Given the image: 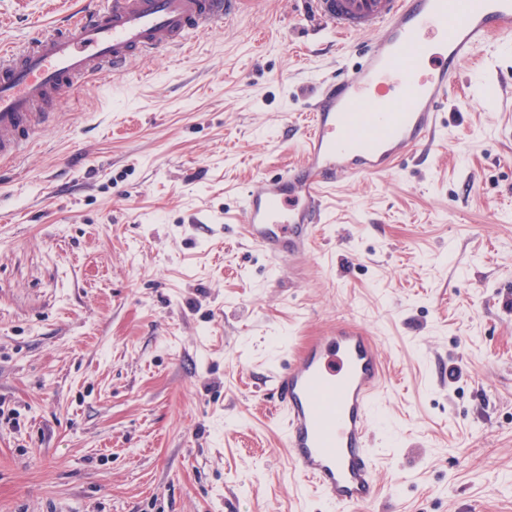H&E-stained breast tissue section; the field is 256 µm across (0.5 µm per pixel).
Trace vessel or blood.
<instances>
[{"instance_id": "obj_1", "label": "vessel or blood", "mask_w": 512, "mask_h": 512, "mask_svg": "<svg viewBox=\"0 0 512 512\" xmlns=\"http://www.w3.org/2000/svg\"><path fill=\"white\" fill-rule=\"evenodd\" d=\"M236 0H89L66 24L0 47V163L19 156L54 113L57 93L123 73L137 59L187 48ZM337 33L367 32L360 61L310 105L299 164L258 176L242 200L248 242L272 260L309 253L344 177L387 174L441 138L461 60L490 38L512 43V0H317ZM384 386L377 344L353 324L323 332L275 372L282 446L326 512H366L378 498L369 419Z\"/></svg>"}]
</instances>
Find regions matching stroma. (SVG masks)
Masks as SVG:
<instances>
[{
    "instance_id": "stroma-1",
    "label": "stroma",
    "mask_w": 512,
    "mask_h": 512,
    "mask_svg": "<svg viewBox=\"0 0 512 512\" xmlns=\"http://www.w3.org/2000/svg\"><path fill=\"white\" fill-rule=\"evenodd\" d=\"M82 4L0 0V44ZM366 40L238 0L188 51L64 88L0 163V512H324L269 390L344 323L386 368L376 512H512V48L461 63L427 158L340 180L310 255L244 235L247 186L300 160Z\"/></svg>"
}]
</instances>
